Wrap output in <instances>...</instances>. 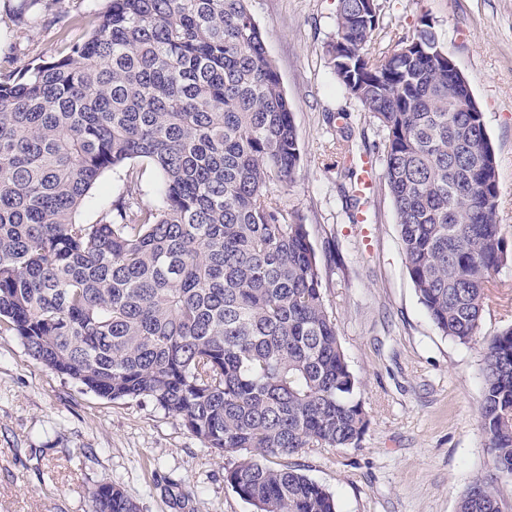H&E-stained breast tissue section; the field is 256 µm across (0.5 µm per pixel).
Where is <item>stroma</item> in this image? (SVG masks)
<instances>
[{
    "instance_id": "stroma-1",
    "label": "stroma",
    "mask_w": 512,
    "mask_h": 512,
    "mask_svg": "<svg viewBox=\"0 0 512 512\" xmlns=\"http://www.w3.org/2000/svg\"><path fill=\"white\" fill-rule=\"evenodd\" d=\"M376 37L395 48L421 18L467 79L498 161V217L512 241V0H380ZM0 0V73L65 54L103 0ZM338 0H252L266 48L292 103L302 160L281 201L306 224L325 303L360 382L368 428L358 445L270 459L331 491L341 512H456L492 468L478 405L482 352L442 336L408 276L396 215L375 173L367 222H354L336 149L372 154L382 129L339 84L327 54ZM352 133L343 141L337 113ZM481 334L512 325V260L493 276ZM218 456L147 398L83 390L0 333V512H90L89 491L120 487L139 512H254L226 482Z\"/></svg>"
}]
</instances>
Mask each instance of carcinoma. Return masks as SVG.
<instances>
[{
	"instance_id": "cac0c4a2",
	"label": "carcinoma",
	"mask_w": 512,
	"mask_h": 512,
	"mask_svg": "<svg viewBox=\"0 0 512 512\" xmlns=\"http://www.w3.org/2000/svg\"><path fill=\"white\" fill-rule=\"evenodd\" d=\"M379 0H338L327 53L383 128L378 156L406 268L443 336L481 342V426L493 474L457 512H502L512 479V326L480 338L492 275L512 257L483 112L448 96L435 56L375 46ZM432 51L422 21L403 47ZM302 159L292 106L251 0H107L59 58L0 76V326L85 390L146 397L219 456L255 512H340L323 485L256 457L347 448L367 418L325 306L307 225L279 191ZM345 149L347 197L367 203ZM159 207L135 202L146 172ZM125 199L77 214L107 173ZM92 512H138L119 487Z\"/></svg>"
}]
</instances>
